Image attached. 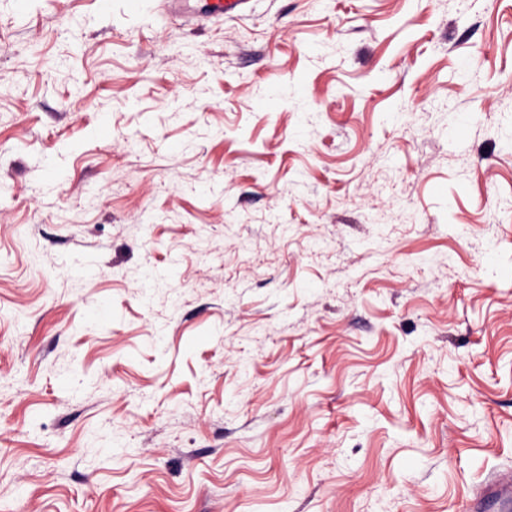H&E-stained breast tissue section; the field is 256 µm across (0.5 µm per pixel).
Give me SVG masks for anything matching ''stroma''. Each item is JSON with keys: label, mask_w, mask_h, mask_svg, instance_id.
<instances>
[{"label": "stroma", "mask_w": 512, "mask_h": 512, "mask_svg": "<svg viewBox=\"0 0 512 512\" xmlns=\"http://www.w3.org/2000/svg\"><path fill=\"white\" fill-rule=\"evenodd\" d=\"M503 471L512 0H0V512H463ZM209 1L205 5L206 10L196 11L186 14L187 21L199 20L214 15L230 16L244 14L249 10L252 0H206Z\"/></svg>", "instance_id": "obj_1"}]
</instances>
